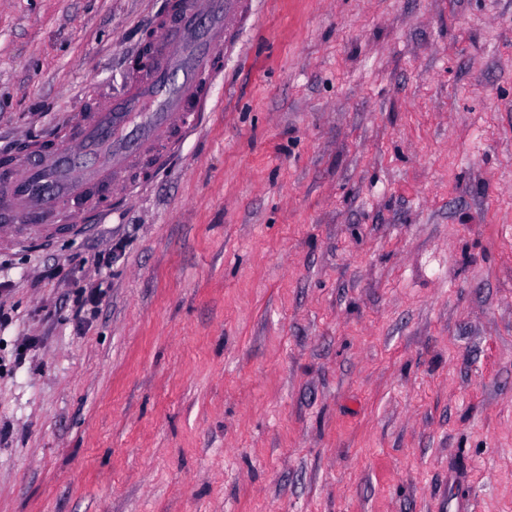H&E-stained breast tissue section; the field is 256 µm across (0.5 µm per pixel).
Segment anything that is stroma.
<instances>
[{
    "mask_svg": "<svg viewBox=\"0 0 512 512\" xmlns=\"http://www.w3.org/2000/svg\"><path fill=\"white\" fill-rule=\"evenodd\" d=\"M161 7L0 0V154ZM210 109L0 249V512H512V0H248Z\"/></svg>",
    "mask_w": 512,
    "mask_h": 512,
    "instance_id": "obj_1",
    "label": "stroma"
}]
</instances>
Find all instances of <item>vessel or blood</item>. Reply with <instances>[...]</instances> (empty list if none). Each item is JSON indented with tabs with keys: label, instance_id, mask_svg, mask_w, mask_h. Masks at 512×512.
<instances>
[{
	"label": "vessel or blood",
	"instance_id": "obj_1",
	"mask_svg": "<svg viewBox=\"0 0 512 512\" xmlns=\"http://www.w3.org/2000/svg\"><path fill=\"white\" fill-rule=\"evenodd\" d=\"M241 0H169L120 92L68 113L63 133L0 161V238L77 236L102 202L129 196L137 176L205 122L224 71L228 21Z\"/></svg>",
	"mask_w": 512,
	"mask_h": 512
}]
</instances>
